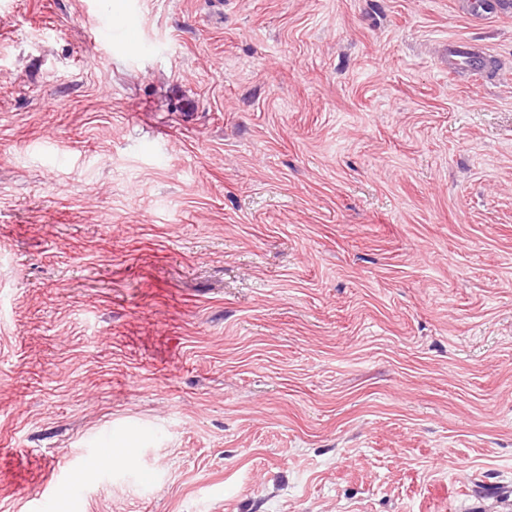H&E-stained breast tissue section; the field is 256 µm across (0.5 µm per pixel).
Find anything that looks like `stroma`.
<instances>
[{
  "mask_svg": "<svg viewBox=\"0 0 512 512\" xmlns=\"http://www.w3.org/2000/svg\"><path fill=\"white\" fill-rule=\"evenodd\" d=\"M94 2L0 0V512H512V13ZM448 63L456 68H465L471 71H480L483 68V57L479 52L461 41L448 43Z\"/></svg>",
  "mask_w": 512,
  "mask_h": 512,
  "instance_id": "1",
  "label": "stroma"
}]
</instances>
